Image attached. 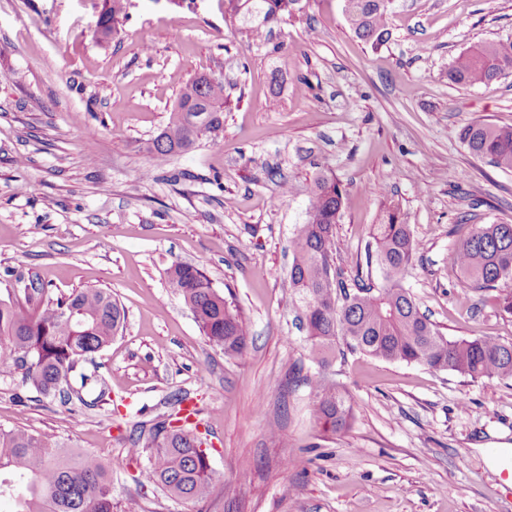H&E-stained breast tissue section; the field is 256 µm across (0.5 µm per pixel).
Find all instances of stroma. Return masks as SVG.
I'll list each match as a JSON object with an SVG mask.
<instances>
[{
	"label": "stroma",
	"instance_id": "stroma-1",
	"mask_svg": "<svg viewBox=\"0 0 512 512\" xmlns=\"http://www.w3.org/2000/svg\"><path fill=\"white\" fill-rule=\"evenodd\" d=\"M105 0H0V301L39 281L50 297L112 293L126 324L85 364L111 400L63 404L0 367V427L59 436L112 467L116 502L139 512H512V380L477 382L346 352L329 370L353 417L313 418L316 366L288 305L293 233L312 178L345 190V280L371 227L398 207L420 249L404 281L448 338L512 344L492 291L463 293L451 259L475 224L512 223V170L473 157L464 126H512V76L448 79L462 51L512 39V0H393L380 45L343 0H299L264 47L222 0H127L103 40ZM224 83V127L144 177L147 142L185 85ZM293 193L281 197L280 183ZM198 266L241 311L246 351L225 356L168 284ZM188 396L208 434L211 495L173 500L127 438ZM110 6L102 14L98 22V32L106 39L117 34L120 25L126 18V0H109Z\"/></svg>",
	"mask_w": 512,
	"mask_h": 512
}]
</instances>
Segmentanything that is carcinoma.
I'll list each match as a JSON object with an SVG mask.
<instances>
[{
	"label": "carcinoma",
	"mask_w": 512,
	"mask_h": 512,
	"mask_svg": "<svg viewBox=\"0 0 512 512\" xmlns=\"http://www.w3.org/2000/svg\"><path fill=\"white\" fill-rule=\"evenodd\" d=\"M392 0H344L355 35L374 45L389 36ZM127 0H110L98 22L106 39L126 18ZM297 0H224V18L241 26L253 44L266 40L270 25L290 15ZM512 76V39L483 42L454 58L448 79L469 87L489 86ZM181 111L148 143L151 164L193 148L224 125V83L197 77L178 98ZM469 152L494 166L512 170V126L468 125L457 133ZM343 190L333 175L318 172L308 196L306 221L298 225L292 245L288 302L301 308L309 345L308 358L318 367L312 381V416L344 431L350 422L347 393L328 380L326 371L344 350L370 357L415 363L483 379H512V344L491 338L449 339L421 312L404 280L417 246L410 225L396 208L375 225L366 249V266L381 283L362 279L348 285L339 278L333 255L341 249L336 225ZM452 260L463 291L494 290L512 281V224H475L454 244ZM200 333L227 356L240 355L248 336L240 311L196 265L176 262L169 271ZM45 289H23L24 300L0 302V364L21 372L24 385L46 397L69 402L79 395L73 381L86 384L81 363L112 343L126 313L112 294L86 288L64 298L43 299ZM183 425H153L129 438L130 456L148 455L151 475L168 496L185 503L206 499L214 482L209 455ZM15 499V512H132L112 495V473L94 454L73 448L63 438L24 429L0 428V497Z\"/></svg>",
	"instance_id": "cac0c4a2"
}]
</instances>
